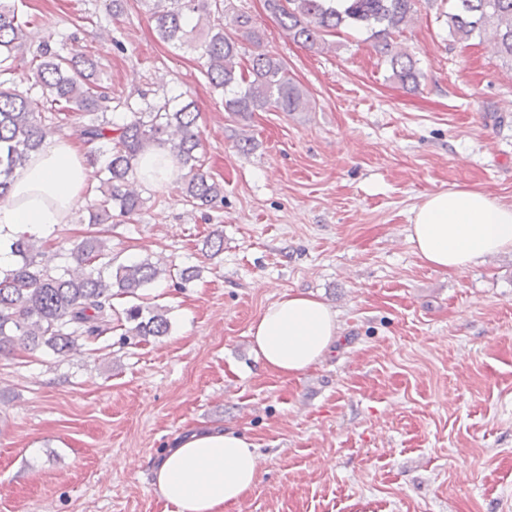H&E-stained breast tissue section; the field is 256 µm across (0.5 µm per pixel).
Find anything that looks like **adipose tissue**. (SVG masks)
Segmentation results:
<instances>
[{"instance_id": "ef3b65f1", "label": "adipose tissue", "mask_w": 512, "mask_h": 512, "mask_svg": "<svg viewBox=\"0 0 512 512\" xmlns=\"http://www.w3.org/2000/svg\"><path fill=\"white\" fill-rule=\"evenodd\" d=\"M93 183L86 151L47 134L0 203V268L13 263L9 245L20 234L54 235ZM409 239L427 266L456 272L481 257L512 251V203L454 189L426 196L414 210ZM252 349L274 374L293 379L321 363L339 339L337 314L315 296L286 292L249 329ZM256 445L235 430L175 435L155 465L154 484L164 512H230L257 483Z\"/></svg>"}]
</instances>
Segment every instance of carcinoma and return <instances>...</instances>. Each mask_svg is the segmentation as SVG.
<instances>
[{
	"mask_svg": "<svg viewBox=\"0 0 512 512\" xmlns=\"http://www.w3.org/2000/svg\"><path fill=\"white\" fill-rule=\"evenodd\" d=\"M18 0H0V201L7 199L16 171L24 168L46 134L53 112L82 117L74 134L85 143L105 142L99 185L88 205L89 223L110 224L142 210L145 198L137 176L139 157L159 147L170 151L181 171L183 198L191 207H212L224 200V186L204 171L199 153V111L192 101L167 99L137 105L125 103L120 122L107 118L112 96L98 81V65L90 56H67L52 41L34 53L27 81L42 90V98L16 89L7 76L14 73L15 50L21 45L25 22ZM159 38L178 45L198 44L209 84L224 95V109L245 119L266 109L302 112L308 99L288 77L283 61L263 53L241 57L242 41L259 43L252 18L233 0H145ZM422 0H265V8L287 35L310 49L323 51L327 37L345 27L371 31L373 51L388 63L390 79L412 89L420 72L412 56L398 47L395 36L411 25ZM449 34L466 42L476 33L491 34L497 54L512 65V0H453L448 13ZM10 268L0 271V353L17 345L44 347L64 355L78 343L92 342L126 322L125 335L147 340L168 335L167 310L132 304L119 309L114 299H139V292L171 267L143 260L113 266L107 238L90 232L73 243L76 267L54 272L37 260L39 241L20 236L10 244Z\"/></svg>",
	"mask_w": 512,
	"mask_h": 512,
	"instance_id": "cac0c4a2",
	"label": "carcinoma"
}]
</instances>
